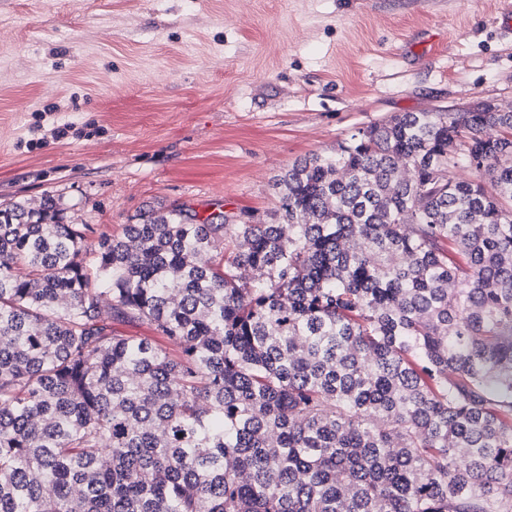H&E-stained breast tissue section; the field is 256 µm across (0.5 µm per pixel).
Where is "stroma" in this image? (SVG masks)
<instances>
[{"label": "stroma", "mask_w": 512, "mask_h": 512, "mask_svg": "<svg viewBox=\"0 0 512 512\" xmlns=\"http://www.w3.org/2000/svg\"><path fill=\"white\" fill-rule=\"evenodd\" d=\"M512 0H0V204L111 232L265 219L296 160L401 112L512 111Z\"/></svg>", "instance_id": "1"}]
</instances>
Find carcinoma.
<instances>
[{
	"instance_id": "obj_1",
	"label": "carcinoma",
	"mask_w": 512,
	"mask_h": 512,
	"mask_svg": "<svg viewBox=\"0 0 512 512\" xmlns=\"http://www.w3.org/2000/svg\"><path fill=\"white\" fill-rule=\"evenodd\" d=\"M273 188L91 243L0 208V512H512V112L398 113Z\"/></svg>"
}]
</instances>
